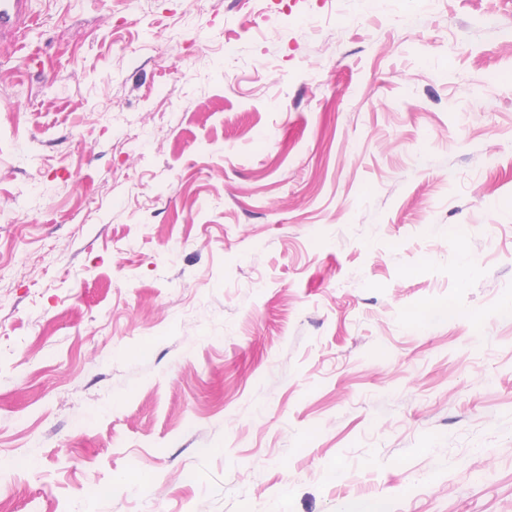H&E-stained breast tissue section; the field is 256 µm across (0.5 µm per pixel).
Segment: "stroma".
<instances>
[{
    "label": "stroma",
    "instance_id": "35a3bbf8",
    "mask_svg": "<svg viewBox=\"0 0 512 512\" xmlns=\"http://www.w3.org/2000/svg\"><path fill=\"white\" fill-rule=\"evenodd\" d=\"M33 9L0 512H512V0Z\"/></svg>",
    "mask_w": 512,
    "mask_h": 512
}]
</instances>
